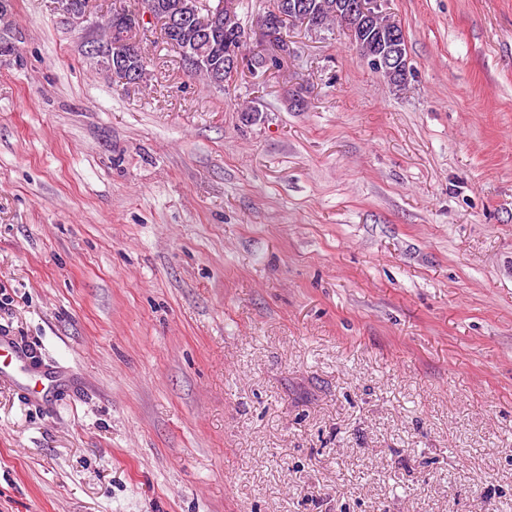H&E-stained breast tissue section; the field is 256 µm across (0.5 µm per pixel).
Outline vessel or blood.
Segmentation results:
<instances>
[{"label":"vessel or blood","instance_id":"1","mask_svg":"<svg viewBox=\"0 0 512 512\" xmlns=\"http://www.w3.org/2000/svg\"><path fill=\"white\" fill-rule=\"evenodd\" d=\"M0 384L13 387L35 406L76 397L63 366L45 360L5 329L0 330Z\"/></svg>","mask_w":512,"mask_h":512}]
</instances>
